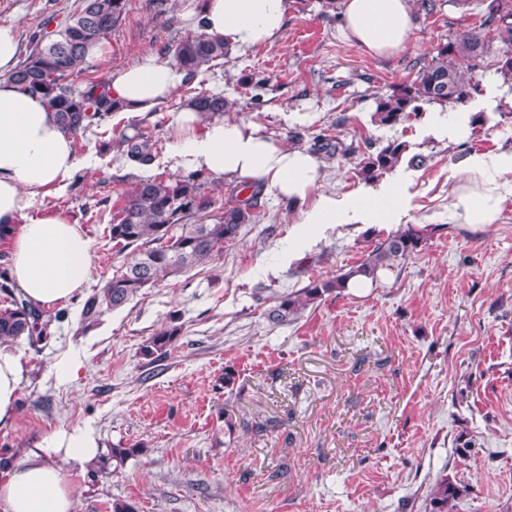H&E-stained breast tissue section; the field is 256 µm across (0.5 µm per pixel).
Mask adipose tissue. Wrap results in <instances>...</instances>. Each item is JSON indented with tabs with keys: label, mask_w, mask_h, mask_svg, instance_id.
<instances>
[{
	"label": "adipose tissue",
	"mask_w": 512,
	"mask_h": 512,
	"mask_svg": "<svg viewBox=\"0 0 512 512\" xmlns=\"http://www.w3.org/2000/svg\"><path fill=\"white\" fill-rule=\"evenodd\" d=\"M341 40L375 56L403 51L413 29L412 0H340ZM289 0H204L205 32L244 52L274 42L284 33ZM19 56L16 30L0 25V224L10 228L11 272L34 304L49 308L73 299L85 287L90 240L81 225L44 213L42 200L64 187L80 165L72 136L64 133L42 99L19 91L11 75ZM188 75L176 62L146 51L132 67L112 73L109 88L127 111H151L171 98ZM175 142L169 169L186 177L202 172L218 179L264 187L304 203L298 222L382 224L404 207L392 185L362 193L350 205L317 194L320 164L308 152L262 133L257 123L216 114L200 118L184 107L175 111ZM451 207L468 224H491L512 187L497 173L512 172V152L471 153ZM29 368L10 344L0 341V429L10 427ZM98 437L86 427L55 428L20 463L0 470V512H75L66 460L88 463L100 453Z\"/></svg>",
	"instance_id": "ef3b65f1"
}]
</instances>
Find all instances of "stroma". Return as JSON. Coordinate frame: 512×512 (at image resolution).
<instances>
[{
	"label": "stroma",
	"instance_id": "stroma-1",
	"mask_svg": "<svg viewBox=\"0 0 512 512\" xmlns=\"http://www.w3.org/2000/svg\"><path fill=\"white\" fill-rule=\"evenodd\" d=\"M189 2L161 14L154 0H131L74 83L108 80L143 50L162 53L193 32ZM80 3L0 0V24L15 27L25 53L43 20H63ZM414 16L408 47L376 57L342 42L338 16L323 15L319 0H291L282 38L232 52L152 112H115L79 136L77 155L97 163L43 208L86 230L91 290L120 262L96 203L141 175L103 143L139 124L158 144L152 174L168 175L171 114L196 93L224 94L233 103L226 118L258 123L294 148L318 134L356 146L397 139L424 161L381 177L406 196L391 223L315 224L301 236L298 207L265 191L212 262L88 329L82 298L66 302L50 336L16 345L29 372L14 424L0 429V457L19 463L20 449L58 427H91L107 448L144 446L113 474L64 462L76 512H112L116 499L137 512H429V490L444 475L468 488L452 512H512V197L492 224H463L448 211L469 154L512 150V86L492 67L473 71L489 86L468 110L491 119L467 137L449 138L425 113L375 126V97L414 80L440 42L478 28L497 38L468 0ZM284 110L304 118L285 123ZM320 165L318 193L348 200L367 190L354 159ZM410 224L433 232L376 284L325 295L291 323L268 320L279 294L336 276ZM173 321L175 348L160 361L143 356L145 341ZM68 356L83 366L64 381L57 365Z\"/></svg>",
	"mask_w": 512,
	"mask_h": 512
}]
</instances>
